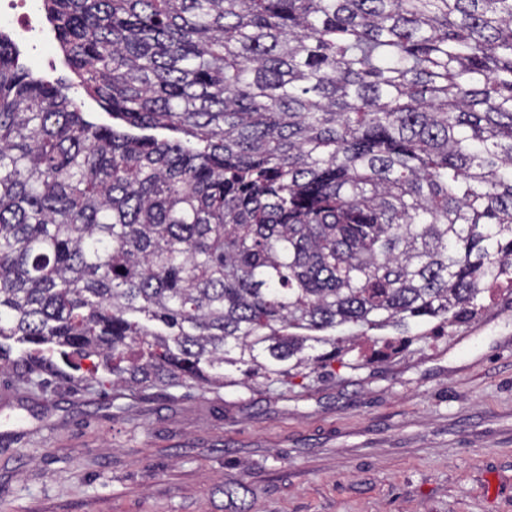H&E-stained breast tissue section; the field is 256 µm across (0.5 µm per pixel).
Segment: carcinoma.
Instances as JSON below:
<instances>
[{
	"instance_id": "1",
	"label": "carcinoma",
	"mask_w": 512,
	"mask_h": 512,
	"mask_svg": "<svg viewBox=\"0 0 512 512\" xmlns=\"http://www.w3.org/2000/svg\"><path fill=\"white\" fill-rule=\"evenodd\" d=\"M43 9L77 83L0 32V351L37 386L286 389L512 286V0ZM56 44V43H55ZM56 52V62L53 65H48L47 63H43L40 65H33L29 62H27L23 57L22 61L32 70L34 75L36 76H42L45 78H57V77H71L74 78V76L69 72V70L64 66L62 61V54L60 50L57 47L55 48Z\"/></svg>"
}]
</instances>
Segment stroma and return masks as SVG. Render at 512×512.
<instances>
[{"mask_svg": "<svg viewBox=\"0 0 512 512\" xmlns=\"http://www.w3.org/2000/svg\"><path fill=\"white\" fill-rule=\"evenodd\" d=\"M90 367L44 391L0 372L6 512H512L510 288L305 388L111 397Z\"/></svg>", "mask_w": 512, "mask_h": 512, "instance_id": "35a3bbf8", "label": "stroma"}]
</instances>
